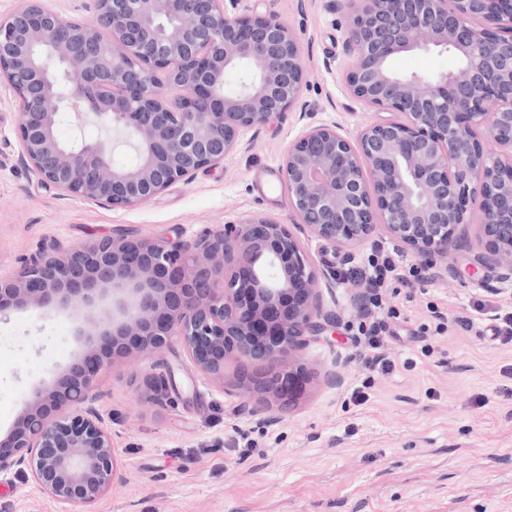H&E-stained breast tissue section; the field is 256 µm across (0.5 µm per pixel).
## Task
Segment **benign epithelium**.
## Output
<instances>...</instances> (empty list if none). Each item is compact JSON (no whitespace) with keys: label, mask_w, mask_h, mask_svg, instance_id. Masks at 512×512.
Listing matches in <instances>:
<instances>
[{"label":"benign epithelium","mask_w":512,"mask_h":512,"mask_svg":"<svg viewBox=\"0 0 512 512\" xmlns=\"http://www.w3.org/2000/svg\"><path fill=\"white\" fill-rule=\"evenodd\" d=\"M351 99L384 114L355 132L302 131L281 174L294 223L334 245L384 237L428 269H447L459 229L480 224L489 248L471 265L512 281V0H348ZM439 48L463 66L433 79L397 74L400 53ZM231 71L246 78L232 85ZM304 68L276 14L233 16L224 0H96L89 22L42 0L0 17V89L17 101L19 157L41 181L108 208L147 202L220 165L243 130L297 105ZM75 90L64 92L66 83ZM90 111L124 131L135 158L106 142H63ZM319 275L287 225L263 216L192 242L131 232L32 256L0 280V313L74 309L84 355L34 388L6 440L0 471L27 467L64 506L88 512L112 485L115 449L89 406L108 356L150 358L178 339L197 371L224 385L230 358L283 362L322 331ZM291 374L245 376L261 408L289 410ZM66 411L51 419L48 408Z\"/></svg>","instance_id":"benign-epithelium-1"}]
</instances>
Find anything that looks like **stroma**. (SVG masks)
I'll list each match as a JSON object with an SVG mask.
<instances>
[{
	"label": "stroma",
	"mask_w": 512,
	"mask_h": 512,
	"mask_svg": "<svg viewBox=\"0 0 512 512\" xmlns=\"http://www.w3.org/2000/svg\"><path fill=\"white\" fill-rule=\"evenodd\" d=\"M274 12L298 36L302 105L244 131L216 168L197 171L148 202L101 207L44 184L19 160L15 103L0 89V279L45 249L133 231L153 240L190 241L260 214L289 225L313 266L329 274L319 320L292 360L287 414L260 410L234 389L255 366L229 361L227 385L204 380L180 344L146 360L115 357L100 374L93 405L112 436L116 475L93 512H512V342L501 320L512 285L489 290L469 276L487 240L461 227L460 250L439 277L390 282L393 316L387 354L393 372L369 369L354 344L362 290L351 277L372 244L335 248L291 222L281 162L305 126L356 130L379 114L349 100L343 51L346 12L325 0H236L230 12ZM457 64L432 49L392 61L401 74L434 76ZM473 325L461 329L454 317ZM68 310L48 318L16 310L0 318V438L29 392L52 382L82 353ZM338 372L341 387L326 381ZM365 393L357 401L354 390ZM0 512H60L29 470L0 472Z\"/></svg>",
	"instance_id": "1"
}]
</instances>
